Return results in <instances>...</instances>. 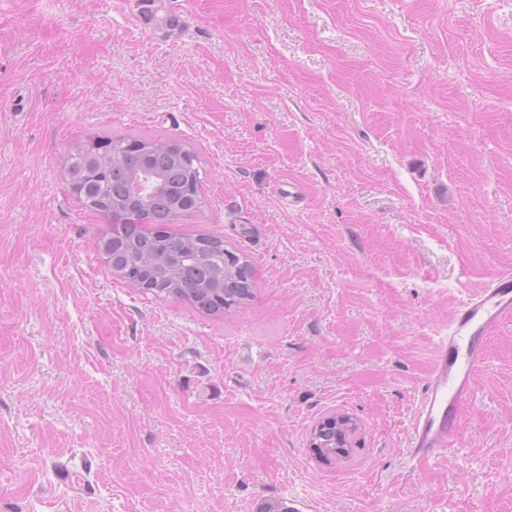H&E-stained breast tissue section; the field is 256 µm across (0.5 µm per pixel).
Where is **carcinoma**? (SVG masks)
I'll use <instances>...</instances> for the list:
<instances>
[{"label":"carcinoma","instance_id":"cac0c4a2","mask_svg":"<svg viewBox=\"0 0 512 512\" xmlns=\"http://www.w3.org/2000/svg\"><path fill=\"white\" fill-rule=\"evenodd\" d=\"M97 142L100 151L86 144L72 150L68 177L77 198L93 201L90 210L120 221L109 234L112 273L126 283L131 276H144L156 296L184 300L209 316L246 307L254 297L247 256L217 237L169 230L202 207L195 154L167 138L99 137ZM146 170L154 190L138 196L132 184ZM144 224H156L158 230L146 233ZM358 432L350 415L326 416L313 430L311 452L325 463L348 459Z\"/></svg>","mask_w":512,"mask_h":512}]
</instances>
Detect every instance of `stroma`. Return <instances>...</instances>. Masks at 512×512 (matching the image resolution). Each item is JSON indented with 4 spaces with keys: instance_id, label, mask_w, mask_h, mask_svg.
<instances>
[{
    "instance_id": "stroma-1",
    "label": "stroma",
    "mask_w": 512,
    "mask_h": 512,
    "mask_svg": "<svg viewBox=\"0 0 512 512\" xmlns=\"http://www.w3.org/2000/svg\"><path fill=\"white\" fill-rule=\"evenodd\" d=\"M0 0V512H512V318L412 460L458 304L512 269V0ZM194 151L216 318L117 280L76 144ZM353 455L307 448L323 417ZM359 430L358 422L348 414L326 416L313 430L311 452L325 463L348 459L354 452V439Z\"/></svg>"
}]
</instances>
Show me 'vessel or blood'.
<instances>
[{
  "label": "vessel or blood",
  "instance_id": "vessel-or-blood-1",
  "mask_svg": "<svg viewBox=\"0 0 512 512\" xmlns=\"http://www.w3.org/2000/svg\"><path fill=\"white\" fill-rule=\"evenodd\" d=\"M512 316V272L494 276L463 300L436 345V360L423 386L413 418L410 456L424 461L453 453L458 414L474 388L488 338Z\"/></svg>",
  "mask_w": 512,
  "mask_h": 512
}]
</instances>
